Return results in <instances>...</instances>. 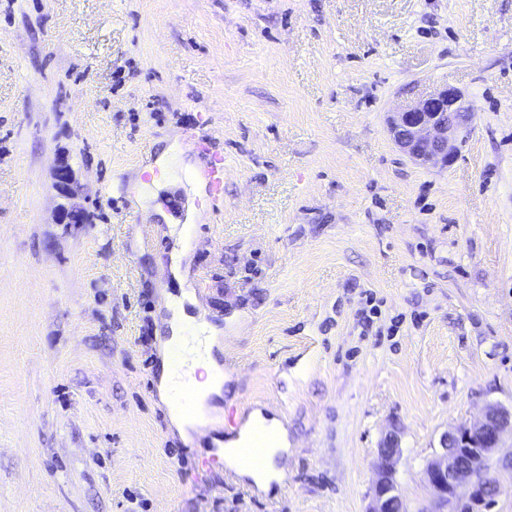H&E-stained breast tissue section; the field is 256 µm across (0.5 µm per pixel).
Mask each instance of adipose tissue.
Returning a JSON list of instances; mask_svg holds the SVG:
<instances>
[{
    "instance_id": "adipose-tissue-1",
    "label": "adipose tissue",
    "mask_w": 512,
    "mask_h": 512,
    "mask_svg": "<svg viewBox=\"0 0 512 512\" xmlns=\"http://www.w3.org/2000/svg\"><path fill=\"white\" fill-rule=\"evenodd\" d=\"M170 310L168 335L162 344L163 361L158 390L161 399L169 405L172 424L187 439L211 423L214 412L212 402L223 395L224 376L213 355V348L218 343L216 330L199 317L187 313L184 300L174 301ZM183 360L188 363L186 377L195 392L192 406L188 409L173 401L177 386L174 372L178 362ZM261 433L268 438L267 450L262 464L255 467L243 459L242 451ZM286 446L280 421L259 415L237 439L224 446V462L228 467L250 476L255 483L266 486L280 480L277 458Z\"/></svg>"
}]
</instances>
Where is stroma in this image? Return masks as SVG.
I'll list each match as a JSON object with an SVG mask.
<instances>
[{"instance_id": "35a3bbf8", "label": "stroma", "mask_w": 512, "mask_h": 512, "mask_svg": "<svg viewBox=\"0 0 512 512\" xmlns=\"http://www.w3.org/2000/svg\"><path fill=\"white\" fill-rule=\"evenodd\" d=\"M446 85L472 119L417 165L387 119ZM62 160L86 223L58 221ZM185 293L224 367L190 442L158 391ZM497 402L512 0H0V512H366L392 432L407 512H434L441 434ZM233 409L281 421V481L212 461ZM214 199L224 196V156L218 152L212 154L210 165L203 171Z\"/></svg>"}]
</instances>
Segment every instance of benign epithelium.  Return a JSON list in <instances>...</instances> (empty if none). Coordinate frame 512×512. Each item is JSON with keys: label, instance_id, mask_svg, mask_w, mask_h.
Here are the masks:
<instances>
[{"label": "benign epithelium", "instance_id": "1", "mask_svg": "<svg viewBox=\"0 0 512 512\" xmlns=\"http://www.w3.org/2000/svg\"><path fill=\"white\" fill-rule=\"evenodd\" d=\"M472 108L454 88L443 87L412 105L393 113L387 129L395 145L419 165H451L457 155V142L468 129ZM74 172L65 162L55 173V185L65 198L72 195ZM60 223H85V209L75 203L61 205ZM512 439V407L490 404L481 419L444 432L441 451L424 471L436 503L448 512H481L490 505L492 486L483 479L484 468L473 459L488 461ZM389 435L379 449L374 465L376 481L366 512H400L403 506L395 479L400 449Z\"/></svg>", "mask_w": 512, "mask_h": 512}]
</instances>
